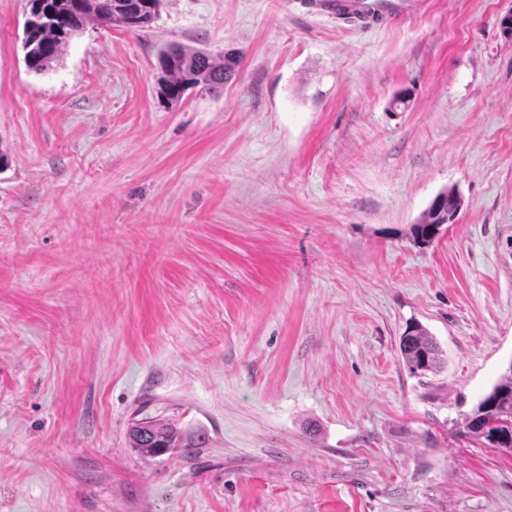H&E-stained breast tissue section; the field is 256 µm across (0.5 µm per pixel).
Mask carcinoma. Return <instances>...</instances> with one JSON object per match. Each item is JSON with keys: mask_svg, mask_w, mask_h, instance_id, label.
Segmentation results:
<instances>
[{"mask_svg": "<svg viewBox=\"0 0 512 512\" xmlns=\"http://www.w3.org/2000/svg\"><path fill=\"white\" fill-rule=\"evenodd\" d=\"M29 16L23 27L22 49L27 67L48 71L63 47L89 23L114 25L130 31L148 28L157 19L161 0H28ZM160 93L171 103L201 86L215 89L232 71L224 57L202 50L169 45L157 55ZM461 199L453 188L441 191L413 226L414 237L429 243L446 224H453ZM400 358L412 374L425 376L440 364V351L427 332L414 326L399 339ZM458 434L491 448H512V364L491 390L458 424ZM129 447L143 456H159L180 448H192L173 424L162 420H138L130 428Z\"/></svg>", "mask_w": 512, "mask_h": 512, "instance_id": "carcinoma-1", "label": "carcinoma"}]
</instances>
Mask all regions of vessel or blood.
I'll list each match as a JSON object with an SVG mask.
<instances>
[{
  "mask_svg": "<svg viewBox=\"0 0 512 512\" xmlns=\"http://www.w3.org/2000/svg\"><path fill=\"white\" fill-rule=\"evenodd\" d=\"M427 3L428 0H314L313 5L337 23L356 22L377 29L402 23L419 14Z\"/></svg>",
  "mask_w": 512,
  "mask_h": 512,
  "instance_id": "vessel-or-blood-1",
  "label": "vessel or blood"
}]
</instances>
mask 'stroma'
<instances>
[{
  "mask_svg": "<svg viewBox=\"0 0 512 512\" xmlns=\"http://www.w3.org/2000/svg\"><path fill=\"white\" fill-rule=\"evenodd\" d=\"M429 2L162 0L37 74L0 0V512H512L454 432L512 365V0ZM166 43L232 79L169 103ZM153 417L195 447L138 455ZM312 7L337 23L358 22L366 29H377L402 23L419 14L428 0H311ZM461 199L454 188L441 191L414 224V237L418 242L430 243L445 224L455 223L461 210ZM400 358L412 374L425 376L440 364V351L435 341L420 326L408 329L399 339Z\"/></svg>",
  "mask_w": 512,
  "mask_h": 512,
  "instance_id": "obj_1",
  "label": "stroma"
}]
</instances>
